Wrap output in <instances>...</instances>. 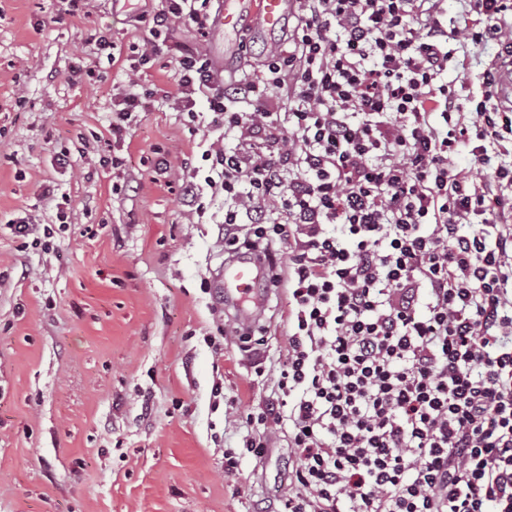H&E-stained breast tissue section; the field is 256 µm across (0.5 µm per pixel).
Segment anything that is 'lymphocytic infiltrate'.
Wrapping results in <instances>:
<instances>
[{"mask_svg":"<svg viewBox=\"0 0 512 512\" xmlns=\"http://www.w3.org/2000/svg\"><path fill=\"white\" fill-rule=\"evenodd\" d=\"M443 2L298 0L283 47L230 84L174 50L170 99L195 124L204 96L239 141L209 144L186 195L200 215L223 198L225 254L288 269L287 356L243 439L260 457L287 429L280 512H512V164L488 154L512 136V0H461L452 27ZM213 3L138 20L205 38ZM452 42L498 48L469 114L441 81ZM462 147L492 173L458 168Z\"/></svg>","mask_w":512,"mask_h":512,"instance_id":"lymphocytic-infiltrate-1","label":"lymphocytic infiltrate"}]
</instances>
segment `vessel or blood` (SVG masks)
I'll list each match as a JSON object with an SVG mask.
<instances>
[{
  "label": "vessel or blood",
  "instance_id": "obj_1",
  "mask_svg": "<svg viewBox=\"0 0 512 512\" xmlns=\"http://www.w3.org/2000/svg\"><path fill=\"white\" fill-rule=\"evenodd\" d=\"M290 6L291 0H224V9L213 17L212 26L216 32L228 37L237 31L242 18L247 17L256 30L272 33L281 26ZM261 272L255 259H226L219 274L226 298L250 294Z\"/></svg>",
  "mask_w": 512,
  "mask_h": 512
}]
</instances>
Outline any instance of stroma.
<instances>
[{
	"label": "stroma",
	"mask_w": 512,
	"mask_h": 512,
	"mask_svg": "<svg viewBox=\"0 0 512 512\" xmlns=\"http://www.w3.org/2000/svg\"><path fill=\"white\" fill-rule=\"evenodd\" d=\"M240 27L250 55L227 59L222 36L177 23L135 73L128 54L151 35L127 0L73 13L63 0H0V512H274L287 431L230 471L224 451L239 449L286 357L288 283L270 288L262 342L245 350L217 281L220 227L198 223L183 194L202 140L238 141L191 128L164 98L176 44L227 78L253 71L272 38ZM102 34L121 58L97 51ZM76 67L92 77L70 80ZM128 92L143 109L118 142L112 98ZM109 154L122 166H100ZM25 216L49 247L12 234Z\"/></svg>",
	"instance_id": "1"
}]
</instances>
